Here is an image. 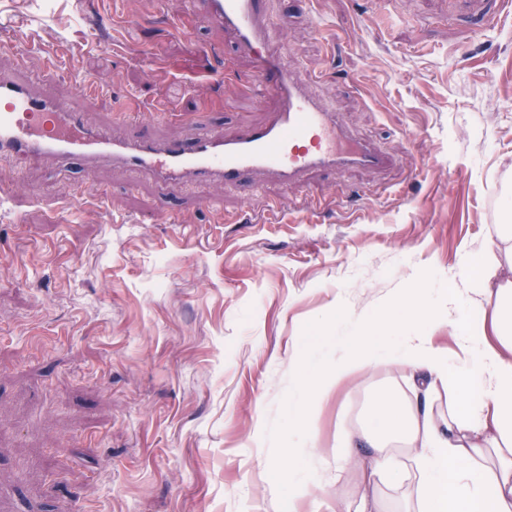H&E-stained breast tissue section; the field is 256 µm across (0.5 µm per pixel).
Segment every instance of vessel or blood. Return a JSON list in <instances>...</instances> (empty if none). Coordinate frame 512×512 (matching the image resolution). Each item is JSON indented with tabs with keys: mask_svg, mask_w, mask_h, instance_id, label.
Segmentation results:
<instances>
[{
	"mask_svg": "<svg viewBox=\"0 0 512 512\" xmlns=\"http://www.w3.org/2000/svg\"><path fill=\"white\" fill-rule=\"evenodd\" d=\"M189 12L223 30L234 50L252 62L255 84L278 107L265 121L233 132L199 123L191 146L141 135L114 137L111 124L92 122L75 99L35 94L27 81L0 74V157L17 164L82 159L88 169L109 163L154 182L235 186L250 177L283 187L315 172L380 171L390 158L347 125L313 92L311 78L272 46L268 0H189ZM161 101L150 110L116 112L111 123L130 128L171 120Z\"/></svg>",
	"mask_w": 512,
	"mask_h": 512,
	"instance_id": "obj_1",
	"label": "vessel or blood"
}]
</instances>
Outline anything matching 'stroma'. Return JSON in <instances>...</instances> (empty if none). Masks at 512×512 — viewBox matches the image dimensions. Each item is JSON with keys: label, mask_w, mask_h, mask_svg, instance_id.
Here are the masks:
<instances>
[{"label": "stroma", "mask_w": 512, "mask_h": 512, "mask_svg": "<svg viewBox=\"0 0 512 512\" xmlns=\"http://www.w3.org/2000/svg\"><path fill=\"white\" fill-rule=\"evenodd\" d=\"M123 8L138 26L119 41L102 0H0V70L27 44L62 55L42 91L81 98L80 79L103 83L105 96L81 98L101 123L114 98H163L176 119L140 132L185 144L198 121L231 131L274 107H254L249 59L185 22L184 0ZM270 12L287 15L274 40L316 94L392 166L289 190H164L112 166L0 159L17 190L0 213V512H288L273 464L298 372L336 342L321 322L380 310L492 236L512 173V11L491 29L453 0H396L388 29L372 0H270ZM334 44L338 72L320 78ZM89 181L105 204L75 205ZM308 197L330 203L314 224ZM271 205L279 221L262 223ZM404 376L372 368L324 404L317 450L296 463L323 490L297 512L356 504L366 470L337 467L336 430Z\"/></svg>", "instance_id": "35a3bbf8"}]
</instances>
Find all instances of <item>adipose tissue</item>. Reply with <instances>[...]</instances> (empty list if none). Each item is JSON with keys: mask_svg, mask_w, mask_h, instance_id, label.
Masks as SVG:
<instances>
[{"mask_svg": "<svg viewBox=\"0 0 512 512\" xmlns=\"http://www.w3.org/2000/svg\"><path fill=\"white\" fill-rule=\"evenodd\" d=\"M494 234L503 252L487 248L463 258L459 277L472 302L448 295L436 312V269L423 270L389 300L390 314L346 321L337 355H323L300 370L290 413L303 417L301 434L289 437L288 458L313 448L320 407L349 377L392 363L408 368L413 399L382 391L365 422L339 431L336 445L366 452L374 491L356 512H388L376 486L403 483L405 470L390 456L391 443L410 447L418 469L412 493L416 512H512V282L496 283L502 264L512 265V184L503 183ZM447 325L456 352L433 343ZM448 387V409L434 400Z\"/></svg>", "mask_w": 512, "mask_h": 512, "instance_id": "1", "label": "adipose tissue"}]
</instances>
